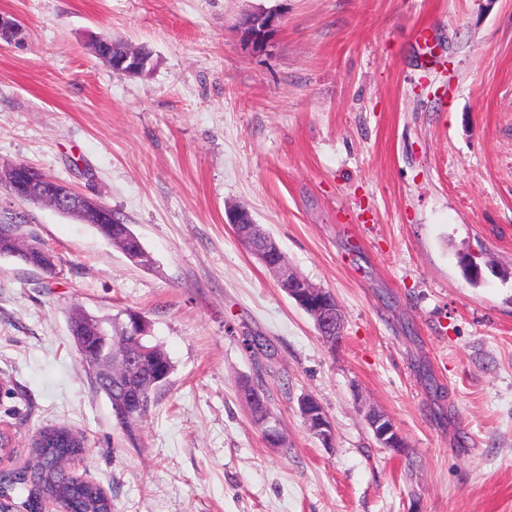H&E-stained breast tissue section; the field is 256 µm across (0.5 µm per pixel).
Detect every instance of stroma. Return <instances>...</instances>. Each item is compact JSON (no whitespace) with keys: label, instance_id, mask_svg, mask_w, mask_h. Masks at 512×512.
<instances>
[{"label":"stroma","instance_id":"obj_1","mask_svg":"<svg viewBox=\"0 0 512 512\" xmlns=\"http://www.w3.org/2000/svg\"><path fill=\"white\" fill-rule=\"evenodd\" d=\"M262 9L281 23L255 51L237 23ZM1 13L26 35L0 42V161L111 207L154 265L0 189V224L56 262L49 275L0 257V470L65 425L89 437L79 473L112 512H512V0H0ZM101 34L152 66L112 72L91 50ZM236 205L334 295L336 348L236 237ZM76 304L141 311L174 365L131 428L72 344ZM248 332L275 357L246 351ZM246 377L286 447L254 425ZM307 394L331 447L299 413ZM362 400L405 453L374 439ZM300 414L310 427L311 433L323 446L330 447L334 440V429L322 405L311 395L299 402Z\"/></svg>","mask_w":512,"mask_h":512}]
</instances>
